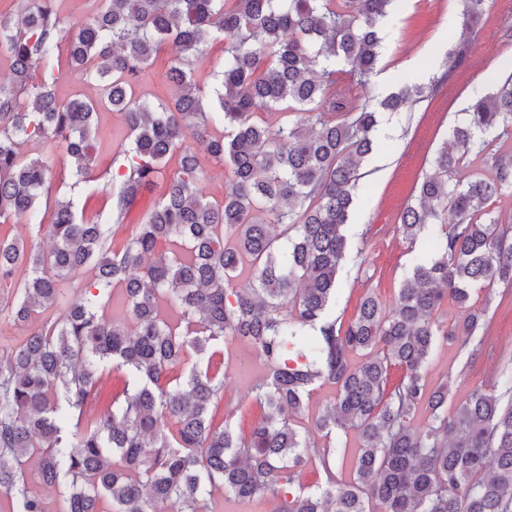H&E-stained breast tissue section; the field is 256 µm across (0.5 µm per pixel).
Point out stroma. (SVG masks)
I'll return each instance as SVG.
<instances>
[{
	"label": "stroma",
	"mask_w": 512,
	"mask_h": 512,
	"mask_svg": "<svg viewBox=\"0 0 512 512\" xmlns=\"http://www.w3.org/2000/svg\"><path fill=\"white\" fill-rule=\"evenodd\" d=\"M383 52L378 68L388 80H374L372 91L386 94L404 82L437 84L444 72L451 79L412 111L382 114L377 131L380 143L363 164L365 177L355 201L356 218L349 228L350 253L362 268L342 278L331 312L339 323L349 322L365 294L393 306L402 281L415 263L432 248L430 237L409 244L397 230L404 209L414 204L416 187L432 171L437 149L448 139L453 125L462 121V109L474 92H490L512 74V0H489L483 20L465 28L460 0H398L384 26ZM467 44L469 57L456 71L448 69V54ZM170 50L152 60L143 80L134 84L136 95L164 102L173 95L167 77ZM128 129L120 113H99L95 150V179L74 185L69 171L54 169L52 194H70L78 215L96 220L111 212L113 199L103 190L120 162L116 153L127 142ZM473 306H487L490 327L477 350H463L444 342L433 350L428 381L438 384L448 371H461L448 395L449 407L463 403L470 390L498 381L504 363L512 359V293L485 303L483 295L471 298ZM224 391L217 402V421L248 428L262 411L251 388L268 374L265 362L248 345L232 341L224 347Z\"/></svg>",
	"instance_id": "35a3bbf8"
}]
</instances>
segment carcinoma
I'll return each mask as SVG.
<instances>
[{
    "label": "carcinoma",
    "mask_w": 512,
    "mask_h": 512,
    "mask_svg": "<svg viewBox=\"0 0 512 512\" xmlns=\"http://www.w3.org/2000/svg\"><path fill=\"white\" fill-rule=\"evenodd\" d=\"M87 19L64 27L56 0H25L0 14V224L47 229L49 250L0 237V284L16 288L14 320L32 325L0 358V493L13 512H46L28 490L23 459L45 484L62 485L59 512H209L218 486L234 500L267 499L274 512H512V373L474 387L453 413V378L432 387L428 361L440 341L466 348L488 328L486 309L442 324L450 299L478 289H512V224L488 210L512 190V148L496 151V180L463 182L457 168L483 156L493 130L512 133V74L470 99L451 144L433 158L418 203L398 230L409 243L431 236L430 253L399 289L393 309L370 294L342 325L329 316L348 256L346 227L364 159L383 112H407L435 91L404 84L351 102L349 84L377 74L382 25L394 0H97ZM467 25L488 0H460ZM224 40L209 108L190 65ZM172 57L171 101L134 96L132 79L164 46ZM101 88L92 100L57 95L61 55ZM468 57L448 56L450 78ZM123 115L130 142L112 189L117 218L78 217L70 200H50L52 170L29 153L48 149L76 183L93 180L97 107ZM276 111L271 129L258 120ZM228 168L224 198L199 195L204 173L194 144ZM173 164L162 198L120 247L108 245L141 190ZM54 202L50 224L43 204ZM171 254L155 255L160 242ZM27 276L13 281L16 270ZM252 281L236 284L243 267ZM86 270L82 301L62 306L61 290ZM122 290L128 318L100 309ZM180 310L168 320L162 303ZM228 341L251 345L270 374L254 387L263 415L237 432L215 423L224 376L211 370ZM362 353L361 364L351 358ZM125 377L112 405L100 402L99 369ZM176 367L182 374L166 383ZM402 378L390 382L391 369ZM336 387L315 425L326 443L302 435L311 392ZM428 424L413 425L419 411ZM359 430L350 481H339L336 436ZM319 463L325 482L300 483ZM111 508L104 509L102 504Z\"/></svg>",
    "instance_id": "cac0c4a2"
}]
</instances>
